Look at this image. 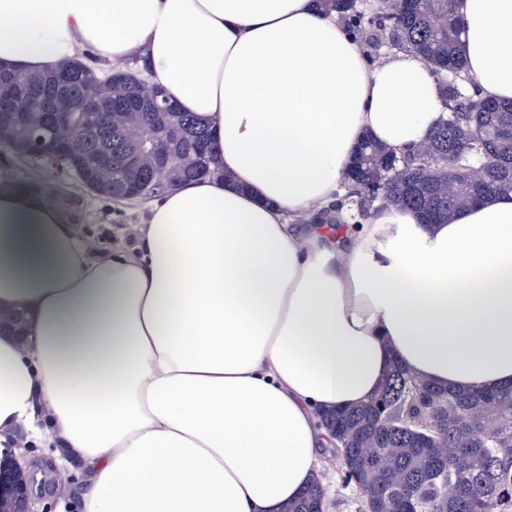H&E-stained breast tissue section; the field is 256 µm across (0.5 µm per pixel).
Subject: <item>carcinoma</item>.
<instances>
[{"instance_id": "carcinoma-1", "label": "carcinoma", "mask_w": 512, "mask_h": 512, "mask_svg": "<svg viewBox=\"0 0 512 512\" xmlns=\"http://www.w3.org/2000/svg\"><path fill=\"white\" fill-rule=\"evenodd\" d=\"M355 36L426 61L442 78L448 116L424 146L404 152L367 137L357 147L347 193L326 224L388 207L444 224L484 197L512 191V101L488 99L467 73L457 0H314ZM136 70L104 76L79 59L47 73L0 72V151L67 172L92 195L147 199L211 173L215 145L190 112L156 111ZM71 126L60 146L48 114ZM481 166L484 179L466 171ZM331 447L344 456L343 489L362 488L358 512H512V384L464 391L424 382L392 361L366 404L324 411ZM314 478L280 512H325Z\"/></svg>"}]
</instances>
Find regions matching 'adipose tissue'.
<instances>
[{"label": "adipose tissue", "mask_w": 512, "mask_h": 512, "mask_svg": "<svg viewBox=\"0 0 512 512\" xmlns=\"http://www.w3.org/2000/svg\"><path fill=\"white\" fill-rule=\"evenodd\" d=\"M468 73L512 99V0H458ZM146 64L218 144L214 173L94 256L66 195L0 188V441L82 462L84 512H279L316 476L321 410L391 360L438 386L512 383V192L446 224L321 215L364 138L416 148L446 115L419 56L370 65L312 0H0V71L79 52Z\"/></svg>", "instance_id": "1"}]
</instances>
